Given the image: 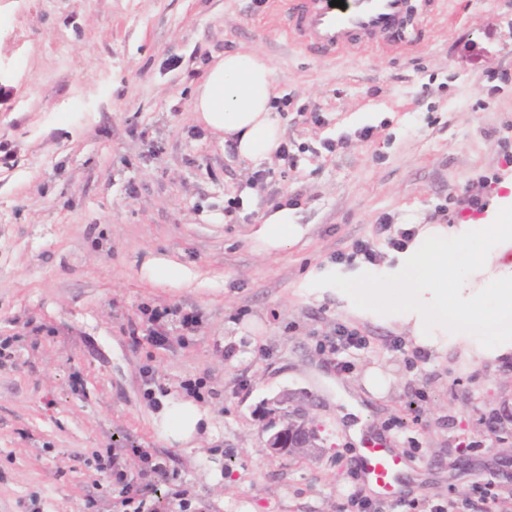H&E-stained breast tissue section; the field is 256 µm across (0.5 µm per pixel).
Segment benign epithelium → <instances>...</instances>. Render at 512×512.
I'll list each match as a JSON object with an SVG mask.
<instances>
[{"label": "benign epithelium", "instance_id": "obj_1", "mask_svg": "<svg viewBox=\"0 0 512 512\" xmlns=\"http://www.w3.org/2000/svg\"><path fill=\"white\" fill-rule=\"evenodd\" d=\"M277 419L269 422L265 430L270 432L266 448L271 455L300 453L317 447L319 435L308 419L304 407L290 404L286 397H277L270 401Z\"/></svg>", "mask_w": 512, "mask_h": 512}]
</instances>
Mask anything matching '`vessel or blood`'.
Returning a JSON list of instances; mask_svg holds the SVG:
<instances>
[{"label":"vessel or blood","instance_id":"vessel-or-blood-1","mask_svg":"<svg viewBox=\"0 0 512 512\" xmlns=\"http://www.w3.org/2000/svg\"><path fill=\"white\" fill-rule=\"evenodd\" d=\"M284 0L286 34L305 52L336 57L378 50L405 52L419 31L412 0ZM362 486L380 499H399L406 457L383 439L364 443L350 458Z\"/></svg>","mask_w":512,"mask_h":512}]
</instances>
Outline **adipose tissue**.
Segmentation results:
<instances>
[{"label": "adipose tissue", "instance_id": "1", "mask_svg": "<svg viewBox=\"0 0 512 512\" xmlns=\"http://www.w3.org/2000/svg\"><path fill=\"white\" fill-rule=\"evenodd\" d=\"M274 71L256 52L225 54L208 70L196 90L194 111L200 121L234 147L242 160L272 161L282 142V127L272 107ZM497 214L448 226L419 225L404 249L386 253L380 265L341 270L329 264L312 270L305 285L315 292L349 283L382 291L398 288V307L372 314L409 334L415 344L448 350V326L478 309L512 313V181ZM306 233L292 209L268 212L252 234L259 253L273 255L297 244ZM156 432L168 443L195 447L210 428L208 409L193 400L161 398L153 415Z\"/></svg>", "mask_w": 512, "mask_h": 512}]
</instances>
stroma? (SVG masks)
Here are the masks:
<instances>
[{"instance_id": "35a3bbf8", "label": "stroma", "mask_w": 512, "mask_h": 512, "mask_svg": "<svg viewBox=\"0 0 512 512\" xmlns=\"http://www.w3.org/2000/svg\"><path fill=\"white\" fill-rule=\"evenodd\" d=\"M420 42L317 58L287 40L273 0H0V512H124L93 456L178 512H336L357 485L363 436H389L413 465L406 498L462 503L496 478L512 491V354L461 346L410 368L389 324L304 289L311 268L358 240L388 247L381 219L461 224L457 201L496 207L512 180V0H450L420 15ZM256 51L274 69L286 155L252 167L192 110L207 68ZM370 138H361L363 128ZM337 144L326 152V140ZM307 227L271 258L255 224L280 205ZM187 268L156 280L151 262ZM197 311L195 331L147 338L145 309ZM368 336L340 371L322 343L337 324ZM391 372L388 397L362 386ZM190 394L213 416L185 452L160 439L158 396ZM293 395L321 437L308 457L264 448L267 403ZM163 463L143 474L139 449Z\"/></svg>"}]
</instances>
